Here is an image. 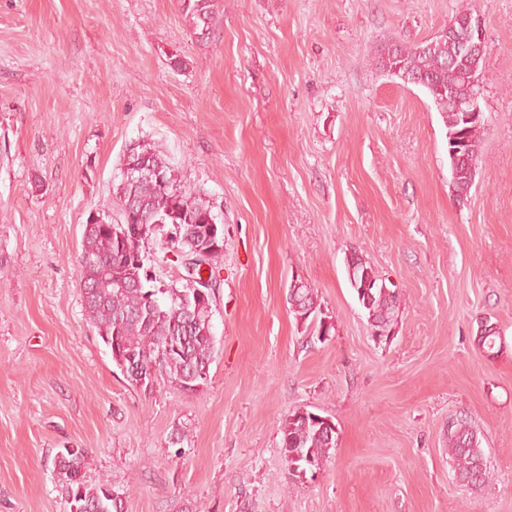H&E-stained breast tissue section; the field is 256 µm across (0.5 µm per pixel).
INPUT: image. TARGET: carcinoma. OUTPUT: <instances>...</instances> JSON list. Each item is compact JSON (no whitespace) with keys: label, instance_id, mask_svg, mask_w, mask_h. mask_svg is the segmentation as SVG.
Returning a JSON list of instances; mask_svg holds the SVG:
<instances>
[{"label":"carcinoma","instance_id":"cac0c4a2","mask_svg":"<svg viewBox=\"0 0 512 512\" xmlns=\"http://www.w3.org/2000/svg\"><path fill=\"white\" fill-rule=\"evenodd\" d=\"M216 0H181L195 34L211 33ZM375 60L384 72H395L407 83L426 90L440 112L446 136L467 141L474 158H479L485 120L467 123L460 112L448 108V88L465 86L469 71L482 63L463 55L455 40H427L417 45L397 41L376 49ZM146 160L163 174L165 183L144 179L134 184L125 181L113 189V203L97 210L98 219L84 228L78 257L82 282V301L88 322L110 350L112 361L127 380L136 386H150L166 379L187 392L205 385L198 372L210 368L215 352L213 299L197 305L190 284L178 288L166 284L151 272L150 266L135 265L149 246L163 242L173 225H180L176 246L185 250L180 259L193 256L203 246L199 229L214 217L210 202L177 180L175 167L151 145L137 144L124 157L128 163ZM455 187L466 191L475 171L465 163H450ZM347 275L360 307L374 330H389L395 325L400 294L386 287L370 262L351 254ZM288 304L295 319L307 323L318 318V294L304 279L288 289ZM500 334L488 322L481 323L478 344L491 353ZM448 456L453 479L462 486L478 490L492 480L478 431L467 420L448 422ZM280 445L289 474L301 478V471L326 461L336 447V429L311 412L295 410L282 422ZM63 494L77 512H123L122 498L101 480L90 484L84 479L83 460L65 448L54 458Z\"/></svg>","mask_w":512,"mask_h":512}]
</instances>
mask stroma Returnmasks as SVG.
I'll return each mask as SVG.
<instances>
[{"instance_id":"stroma-1","label":"stroma","mask_w":512,"mask_h":512,"mask_svg":"<svg viewBox=\"0 0 512 512\" xmlns=\"http://www.w3.org/2000/svg\"><path fill=\"white\" fill-rule=\"evenodd\" d=\"M462 13L486 133L460 202L440 113L374 55ZM136 142L224 216L192 394L131 384L83 310L84 224ZM354 253L402 295L387 341ZM297 275L325 341L290 309ZM303 408L336 446L296 483L279 429ZM459 416L495 473L478 491L452 476ZM63 448L124 512H512V0H217L206 39L179 0H0V512H69ZM457 24L461 29H464V35L460 40L462 41L466 54L475 58L484 57L486 53V44L481 27V20L479 16L474 17L472 13L462 25H460L455 19L450 20L448 25L438 32L434 38L445 39L448 37H457L459 35Z\"/></svg>"}]
</instances>
